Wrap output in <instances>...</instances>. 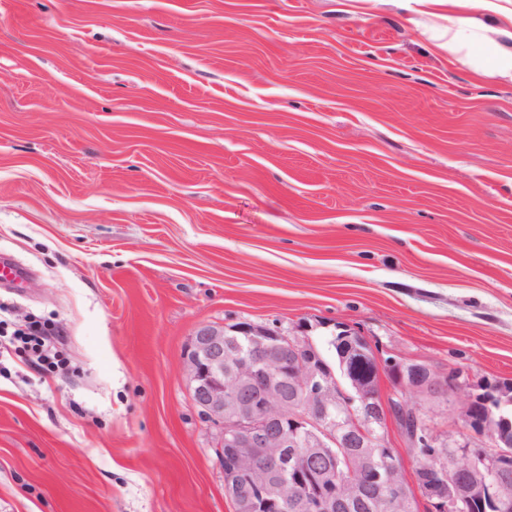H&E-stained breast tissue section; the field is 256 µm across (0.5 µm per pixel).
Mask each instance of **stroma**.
I'll return each instance as SVG.
<instances>
[{"instance_id": "stroma-1", "label": "stroma", "mask_w": 512, "mask_h": 512, "mask_svg": "<svg viewBox=\"0 0 512 512\" xmlns=\"http://www.w3.org/2000/svg\"><path fill=\"white\" fill-rule=\"evenodd\" d=\"M417 0H0V512H234L182 354L312 325L512 382V80ZM13 335L14 340L21 344L19 348L28 352L41 368L49 371L63 369L64 363L57 359L44 324L31 322L25 329L16 330Z\"/></svg>"}]
</instances>
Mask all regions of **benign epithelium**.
I'll list each match as a JSON object with an SVG mask.
<instances>
[{"label":"benign epithelium","instance_id":"benign-epithelium-1","mask_svg":"<svg viewBox=\"0 0 512 512\" xmlns=\"http://www.w3.org/2000/svg\"><path fill=\"white\" fill-rule=\"evenodd\" d=\"M309 327L284 334L252 323L199 326L183 354L192 400L203 418L219 428L215 451L248 466L226 475L235 512H347L351 499L336 486V449L348 448L343 464L360 480L371 509L405 497L415 482L436 512H465L474 498L489 500L496 512H512V433L479 421L476 395L465 400L462 417L486 438L474 449L470 439L442 437L429 412L411 401L451 399L472 386L470 376L439 375L430 365L391 357L385 372L399 392L378 400L375 386L353 372L337 377L321 360ZM346 356L364 353L365 339L345 330ZM400 416L407 445L431 449L441 461L440 481L409 480L403 466L380 461L376 443L388 419Z\"/></svg>","mask_w":512,"mask_h":512}]
</instances>
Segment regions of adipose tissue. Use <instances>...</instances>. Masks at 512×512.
Wrapping results in <instances>:
<instances>
[{
	"label": "adipose tissue",
	"mask_w": 512,
	"mask_h": 512,
	"mask_svg": "<svg viewBox=\"0 0 512 512\" xmlns=\"http://www.w3.org/2000/svg\"><path fill=\"white\" fill-rule=\"evenodd\" d=\"M429 7L448 10L450 55L469 64L480 74L495 73L512 78V50L503 48L497 33L512 26V7L504 0H421Z\"/></svg>",
	"instance_id": "adipose-tissue-1"
}]
</instances>
